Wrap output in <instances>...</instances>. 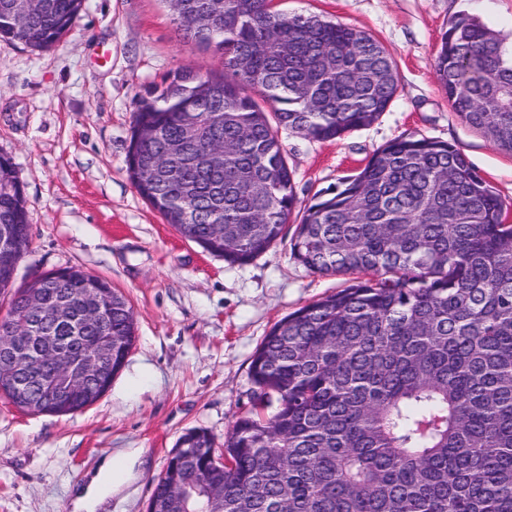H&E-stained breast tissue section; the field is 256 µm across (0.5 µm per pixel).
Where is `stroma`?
Returning <instances> with one entry per match:
<instances>
[{
	"instance_id": "stroma-1",
	"label": "stroma",
	"mask_w": 512,
	"mask_h": 512,
	"mask_svg": "<svg viewBox=\"0 0 512 512\" xmlns=\"http://www.w3.org/2000/svg\"><path fill=\"white\" fill-rule=\"evenodd\" d=\"M279 8L365 31L400 79L378 120L336 141L281 131L300 200L413 136L460 148L512 223V155L461 122L433 66L451 18L469 13L507 34L512 0H279ZM180 67L206 74L221 61L180 39L163 0H85L63 40L40 52L0 40V154L16 166L31 227L16 280L83 268L126 296L136 322L124 367L93 405L37 415L0 397V512H147L179 437L202 429L223 448L251 408L250 364L270 328L348 282L310 272L285 241L249 263L224 262L140 197L126 171L133 114ZM121 453L133 458L127 480L93 491Z\"/></svg>"
}]
</instances>
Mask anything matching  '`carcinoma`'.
<instances>
[{
    "instance_id": "obj_1",
    "label": "carcinoma",
    "mask_w": 512,
    "mask_h": 512,
    "mask_svg": "<svg viewBox=\"0 0 512 512\" xmlns=\"http://www.w3.org/2000/svg\"><path fill=\"white\" fill-rule=\"evenodd\" d=\"M184 42L222 69L169 74L138 101L127 173L166 223L230 264L285 236L293 259L346 287L273 325L250 366L255 408L216 456L202 429L182 435L149 512H512V224L495 188L454 145L398 137L306 203L279 137L334 141L372 124L396 97L397 66L374 37L272 0H163ZM84 0H35L18 27L0 0V39L59 44ZM453 112L512 154V35L469 14L448 22L434 59ZM30 243L26 198L0 155V229ZM42 310L61 305L58 357L112 337L120 371L135 340L126 297L77 267L41 273ZM112 307L84 324L95 293ZM28 289L0 268L19 325ZM30 392L47 361L24 350ZM227 460L231 466L222 464Z\"/></svg>"
}]
</instances>
